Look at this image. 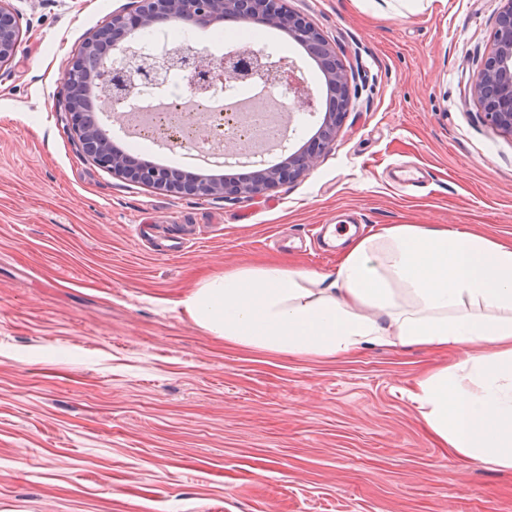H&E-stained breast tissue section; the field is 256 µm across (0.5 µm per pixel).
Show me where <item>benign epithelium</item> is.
Here are the masks:
<instances>
[{
  "label": "benign epithelium",
  "mask_w": 512,
  "mask_h": 512,
  "mask_svg": "<svg viewBox=\"0 0 512 512\" xmlns=\"http://www.w3.org/2000/svg\"><path fill=\"white\" fill-rule=\"evenodd\" d=\"M4 2L6 0H0V67L12 62L21 42L18 19ZM503 2L505 5L496 20L493 44L483 60L481 74L472 81L469 92L481 106L488 125L512 134V0ZM230 14L251 17L272 27L288 28V35L314 56L328 86L336 90V108L324 113L318 132L306 146L288 154L279 165L256 171L250 183L220 184L199 179L193 183L174 184L167 169L137 168L130 165L129 159L110 152L93 127L85 124L77 102L83 91L84 61L78 58L70 64L63 78L64 119L77 134L82 152L126 179L201 198L254 196L286 181L297 180L312 170L342 128L350 104L353 75L337 57L327 38L310 22L289 11L283 0H138L135 8L112 16L100 35L85 46L91 51L100 44L112 47L115 60L104 61L95 76L98 98L111 104L107 117L116 112L133 122L135 129L172 148H184L189 142L211 134L212 128L204 125L199 114L194 112L183 113L180 121L170 123L158 112L132 109V103L139 100L145 90L153 94L166 91L167 75L173 70L190 74L191 95L200 99L206 98L207 92L212 90L210 85L197 83L201 75L217 77L226 89L253 75L260 76L272 89L286 83L293 97L289 121H294L298 112L317 114L319 103L315 92L299 80L297 67L274 61L263 49H239L217 58L205 51L171 46H159L149 54L137 46L123 44L129 32L153 28L160 16L170 21L208 24ZM215 122L236 130L238 135V139L225 142L226 165L259 166L265 163V153L270 147L286 150L288 136L284 134L272 146L260 143L247 154L240 152L241 140L249 135L251 124V116L243 112H222L215 117Z\"/></svg>",
  "instance_id": "obj_1"
}]
</instances>
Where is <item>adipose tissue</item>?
Here are the masks:
<instances>
[{"mask_svg": "<svg viewBox=\"0 0 512 512\" xmlns=\"http://www.w3.org/2000/svg\"><path fill=\"white\" fill-rule=\"evenodd\" d=\"M180 305L208 335L269 354L341 360L369 345L459 351L409 389L455 456L512 471V243L392 224L335 274L279 262L205 278Z\"/></svg>", "mask_w": 512, "mask_h": 512, "instance_id": "obj_1", "label": "adipose tissue"}]
</instances>
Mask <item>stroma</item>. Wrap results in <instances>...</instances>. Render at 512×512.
<instances>
[{
  "instance_id": "obj_1",
  "label": "stroma",
  "mask_w": 512,
  "mask_h": 512,
  "mask_svg": "<svg viewBox=\"0 0 512 512\" xmlns=\"http://www.w3.org/2000/svg\"><path fill=\"white\" fill-rule=\"evenodd\" d=\"M0 70V512H512V472L447 455L405 390L454 354L325 361L224 345L179 302L269 260L335 273L344 232L512 241V135L468 94L502 0H286L354 76L301 179L197 199L118 177L62 78L135 0H8ZM418 170L419 186L394 182ZM0 1V68L12 62L21 42L16 15Z\"/></svg>"
}]
</instances>
